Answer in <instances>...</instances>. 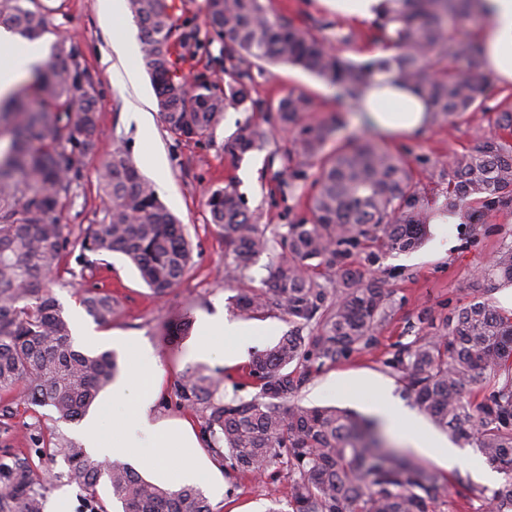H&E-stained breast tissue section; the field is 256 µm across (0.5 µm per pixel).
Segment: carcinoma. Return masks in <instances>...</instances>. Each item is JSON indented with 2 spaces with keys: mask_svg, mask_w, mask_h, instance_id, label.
Instances as JSON below:
<instances>
[{
  "mask_svg": "<svg viewBox=\"0 0 512 512\" xmlns=\"http://www.w3.org/2000/svg\"><path fill=\"white\" fill-rule=\"evenodd\" d=\"M36 0H0V27L32 42L46 31L47 8ZM480 0H384L368 39L391 54L355 61L335 44L358 37L326 16L298 22L272 15L264 0H206L204 23L222 45L224 78L189 84L182 58L170 51L196 43L191 17L176 13L174 0H129L139 31L141 62L156 92L165 128L201 141L229 110L252 117L224 140V153L241 158L264 148L275 129L296 133L286 164L273 173L281 195H294L320 163L309 197L310 218L272 230L258 223L241 194L228 183L211 191L206 205L224 239L233 271L244 275L252 260L277 246L288 256L269 269L262 287L234 298V308L258 317L275 308L290 329L278 342L255 351L244 375L256 394L224 399L223 378L188 366L173 383L182 408L194 413L208 451L225 468L261 477L288 468V512H434L445 491L440 475L386 446L379 423L337 407H304L295 397L314 374L375 341L390 307L380 279H365L351 257L367 243L391 251L417 249L430 212L412 169L401 155L371 143L321 161L336 131L303 122L314 100L290 92L272 103L251 94L257 63L292 64L359 102L378 75L410 86L430 106L428 123L455 127L470 112H491L494 132L473 150L448 160L443 210L464 224L512 207V101L482 71L481 44L459 39L448 21L476 22ZM78 49L59 48L32 70L23 90L0 99V123L13 140L0 152V396L28 405L47 404L59 421H75L112 385L119 373L111 351L74 347L68 321L50 288L69 244L57 213L85 177L99 109L94 82L77 62ZM465 59V69L453 65ZM107 198L102 223L80 241V260L119 252L159 297L188 273L192 249L183 225L162 203L154 185L121 148L98 167ZM481 279L512 285V241L479 268ZM96 322L112 321L117 301L95 288L75 291ZM433 332L400 345L384 365L403 394L458 441L473 443L486 463L503 474L496 487L471 489L490 512H512V317L485 301L461 306L434 322ZM34 456L0 460V512H44V489L56 477L49 465L62 457L66 475L85 492L92 512H107L97 487L105 482L121 512H212L196 486L172 489L144 479L132 466L101 460L55 429L36 438Z\"/></svg>",
  "mask_w": 512,
  "mask_h": 512,
  "instance_id": "obj_1",
  "label": "carcinoma"
}]
</instances>
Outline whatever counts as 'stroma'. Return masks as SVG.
<instances>
[{"instance_id": "obj_1", "label": "stroma", "mask_w": 512, "mask_h": 512, "mask_svg": "<svg viewBox=\"0 0 512 512\" xmlns=\"http://www.w3.org/2000/svg\"><path fill=\"white\" fill-rule=\"evenodd\" d=\"M48 6L47 28L42 37L48 53L62 44H75L79 61L95 83L100 122L93 151L85 158V178L76 195L61 206L58 219L64 224L70 241L53 287L55 297L68 320H80L93 326L94 320L77 303L73 292L78 288H101L119 302V312L101 329L100 340L87 342L75 338L84 351L113 350L120 365H127L131 353L148 349L160 361L159 396L156 415L161 420L194 422L192 413L178 408L171 386L178 373L194 365L192 345L203 317L223 314L231 320L240 315L232 308V298L241 288L260 287L272 263L284 256L282 249L265 253L251 263L248 276L236 280L229 276L224 259V241L211 222L206 205L210 190L235 183L247 209L259 223L278 226L307 213L306 191L284 197L275 190L268 156L285 150L291 137L275 131L266 148L247 153L242 159L225 154L224 142L235 131L245 113L226 112L211 139L195 142L176 137L163 125L155 93L145 70L128 78L123 59L110 56V42L127 38L137 41L138 30L132 19L116 20L106 0H38ZM186 13L198 24V48L186 54L182 64L193 76L219 69L220 43L204 25L206 0H181ZM304 92L317 103L316 111L307 113L306 123L317 124L332 119L340 126L335 138L323 148L331 155L337 147L354 146L367 141L383 151L408 156L414 178L419 183L424 202L433 211L435 221L427 227L423 245L410 253L389 252L377 262H370L367 252L355 254L363 270L384 280L392 291L391 306L379 325L370 348L352 353L345 359L326 363L303 388L301 405L347 408L365 416H375L373 385L391 390L402 399L400 384L384 362L394 346L415 340L428 331L418 321L420 313L438 316L470 301H490L500 305V291L477 275L499 247L512 237V210H502L483 217L479 223L464 224L458 217H444L440 206L442 175L454 154L476 147L489 130L484 113L475 112L455 128L435 126L419 137L385 136L363 126L344 124L343 119L355 109L354 103L337 99L334 90L317 77L291 66L262 65L255 73L253 96L277 101L289 92ZM126 149L141 174L151 181L160 199L184 224L192 240L194 264L183 282L165 297H157L141 280L136 269L119 253L105 256L91 270H83L77 240L89 225L101 223L106 206L96 178V170L114 148ZM191 316L194 323L187 336L165 341V328L177 312ZM51 406H18L7 421H0V456L30 454L39 429L55 427L64 439L74 437V426L56 422ZM484 467L476 450H469L467 465L447 473L448 489L438 502L436 512H469V489L475 486V471ZM288 472L274 469L272 474L256 478L217 468L203 473L199 487L213 512H266L272 500L288 498Z\"/></svg>"}]
</instances>
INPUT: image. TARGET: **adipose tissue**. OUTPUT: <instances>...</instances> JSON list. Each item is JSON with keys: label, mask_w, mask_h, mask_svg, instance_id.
I'll list each match as a JSON object with an SVG mask.
<instances>
[{"label": "adipose tissue", "mask_w": 512, "mask_h": 512, "mask_svg": "<svg viewBox=\"0 0 512 512\" xmlns=\"http://www.w3.org/2000/svg\"><path fill=\"white\" fill-rule=\"evenodd\" d=\"M485 23L478 34L483 47V68L505 88L512 86V0H483ZM15 42L0 31V54L8 62L0 66V94L11 91L21 78L46 58L41 42H33L24 54L14 52ZM427 103L407 88L377 77L365 90L357 106L362 119L386 135H413L424 125ZM192 354L199 359L222 355L232 364L247 353L257 328L231 322L224 317L208 319ZM160 369L156 358L141 350L131 356L126 372L112 386V430L104 432L99 414L84 418L79 438L84 447L102 458L136 456L140 466L166 473L172 485L196 482L204 458L200 437L189 424L156 420L154 408L159 394Z\"/></svg>", "instance_id": "ef3b65f1"}]
</instances>
